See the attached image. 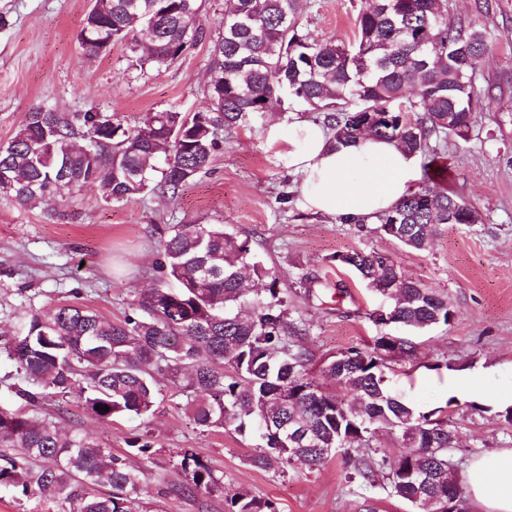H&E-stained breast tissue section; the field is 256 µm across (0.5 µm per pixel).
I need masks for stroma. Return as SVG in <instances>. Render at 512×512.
<instances>
[{"label":"stroma","instance_id":"35a3bbf8","mask_svg":"<svg viewBox=\"0 0 512 512\" xmlns=\"http://www.w3.org/2000/svg\"><path fill=\"white\" fill-rule=\"evenodd\" d=\"M300 21L310 40H352L367 0H311ZM89 0H0V145L18 131L31 108L97 110L127 122L166 109L195 112L207 103L211 43L202 40L169 68L142 75L129 51L91 59L77 41ZM452 18L485 32L488 51L473 80L492 98L474 112L467 139L434 141L443 177L431 188L465 201L477 224H443L423 252L403 248L376 229L340 224L306 213L295 203V178L266 137L270 123L289 130L310 113L285 103L224 134L209 171L177 198L147 194L123 204L101 201L85 187L35 208L0 198V331L21 328L35 312L76 301L117 321L131 313L140 292L161 279L159 228L168 224H224L249 240L259 260L290 288L289 311L309 333L301 344L310 368L380 334L370 312L385 299L336 265V254L376 250L391 254L402 273L447 294L450 325L419 333L414 362L397 359L391 385L423 411L447 407L458 429L452 462L467 474L472 459L492 448H512V427L497 416L512 406V0H448ZM312 279L300 285L302 275ZM482 392L486 412L472 409L469 388ZM152 415L100 422L69 404L56 422L62 431L93 434L114 453L151 429L159 446L193 448L217 473L224 490L245 488L276 500L280 512H358L361 490L346 479L341 458L278 477L252 467L257 441L228 430L201 432L168 386ZM142 512H224L220 500L160 494L158 469L141 466Z\"/></svg>","mask_w":512,"mask_h":512}]
</instances>
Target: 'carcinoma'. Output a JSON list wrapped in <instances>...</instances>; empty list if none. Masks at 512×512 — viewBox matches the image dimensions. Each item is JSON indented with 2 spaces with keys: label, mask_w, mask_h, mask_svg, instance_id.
Returning a JSON list of instances; mask_svg holds the SVG:
<instances>
[{
  "label": "carcinoma",
  "mask_w": 512,
  "mask_h": 512,
  "mask_svg": "<svg viewBox=\"0 0 512 512\" xmlns=\"http://www.w3.org/2000/svg\"><path fill=\"white\" fill-rule=\"evenodd\" d=\"M306 7L307 0H225L210 38L206 111L149 112L131 125L106 112L31 108L0 146V196L35 207L94 184L107 204L149 193L175 198L208 170L224 131L270 111L283 94L318 113L336 143L369 132L427 159L429 175L432 138L468 137L481 99L473 71L488 49L484 33L452 20L444 0H372L356 19L353 41L310 42L299 33ZM201 12L202 0H93L79 42L92 59L105 53L104 43L130 44L132 66L143 75L205 38ZM367 112L378 115L372 125ZM450 213L456 224L480 220L460 198L423 185L379 218L380 230L421 252ZM161 246L164 278L122 320L66 302L31 314L22 334L0 337V353L28 384L15 394L30 407H0V491L19 503L37 498L54 512H139L141 471L129 457L156 463L153 435L134 437L127 454L117 455L86 432H60L45 405L61 412L76 391L78 407L100 421L144 418L165 379L183 392L201 431L257 437L249 456L256 468L283 475L339 455L349 481L366 492L363 512H377L370 493L378 486L412 512L425 503L467 512L464 480L440 479L452 467L456 426L442 409L407 404L388 376L390 358L415 355L410 332L450 324L447 296L402 277L389 254L333 256L378 293L398 283L386 316L370 318L407 335L385 332L373 347H351L314 372L299 344L307 328L290 317L288 285L257 260L249 241L223 224H171ZM246 268L263 287H244ZM381 432L398 435L411 453L389 460ZM174 468L184 478L176 492L220 499L225 512H279L275 500L248 489L224 495V475L193 448L177 451Z\"/></svg>",
  "instance_id": "1"
}]
</instances>
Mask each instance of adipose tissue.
<instances>
[{
	"label": "adipose tissue",
	"mask_w": 512,
	"mask_h": 512,
	"mask_svg": "<svg viewBox=\"0 0 512 512\" xmlns=\"http://www.w3.org/2000/svg\"><path fill=\"white\" fill-rule=\"evenodd\" d=\"M266 136L282 143L279 159L300 180L301 210L371 224L417 188V158L395 142L366 135L338 145L321 123L306 119L286 136L271 125ZM467 498L474 512H512V448L488 451L471 463Z\"/></svg>",
	"instance_id": "ef3b65f1"
}]
</instances>
